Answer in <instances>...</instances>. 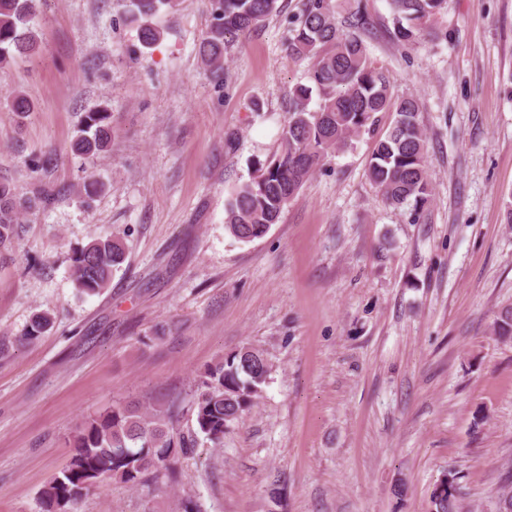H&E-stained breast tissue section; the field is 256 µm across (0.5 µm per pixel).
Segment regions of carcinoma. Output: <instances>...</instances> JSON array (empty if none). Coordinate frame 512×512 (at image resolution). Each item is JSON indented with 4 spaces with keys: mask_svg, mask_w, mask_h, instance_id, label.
I'll return each instance as SVG.
<instances>
[{
    "mask_svg": "<svg viewBox=\"0 0 512 512\" xmlns=\"http://www.w3.org/2000/svg\"><path fill=\"white\" fill-rule=\"evenodd\" d=\"M125 19L136 27L142 46L157 43L163 30L160 14L175 10L180 0H124ZM448 0H389L393 37L415 44L428 34L430 22L447 9ZM210 23L199 46L205 69L219 80L224 74L227 36L243 38L267 18L280 13L279 0H209ZM37 0H0V65L35 54L39 34L32 25ZM288 55L310 60L308 83L292 91L288 120L274 152L259 164L250 180L240 184L225 205L224 224L237 241L263 238L278 223L285 207L327 158L374 130L378 114L393 122L377 138L368 177L387 204L409 207V220H421L431 199L427 176L428 142L419 123V106L412 97L393 98V75L369 59L361 33L367 15L361 0L336 22L335 0H300L289 20ZM19 120L33 111L22 94L11 100ZM112 114L101 108L85 113L81 134L71 144L83 157L108 150ZM43 203L20 199L0 180V251L17 236L19 215ZM126 260L123 244L97 238L79 250L72 264L78 291L95 294L106 288ZM52 325L41 313L32 320L26 339L35 340ZM494 335L512 339V306L502 308ZM272 365L264 351L252 346L220 356L195 383L190 410L193 426H177L173 407L132 400L91 418L73 438L68 465L40 493L41 512H72L91 490L107 479L135 488L172 479L178 456L204 439L218 446L231 423L255 406ZM430 512H462L457 477L438 480L429 496ZM498 512H512V474L501 486Z\"/></svg>",
    "mask_w": 512,
    "mask_h": 512,
    "instance_id": "cac0c4a2",
    "label": "carcinoma"
}]
</instances>
